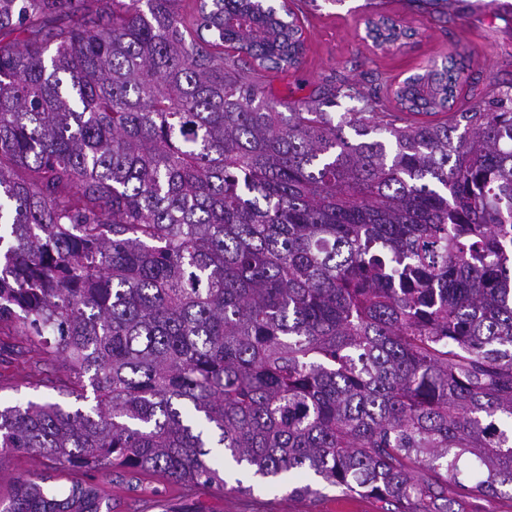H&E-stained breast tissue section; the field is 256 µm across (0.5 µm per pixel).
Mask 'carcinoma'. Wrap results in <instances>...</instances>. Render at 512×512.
Returning <instances> with one entry per match:
<instances>
[{
    "label": "carcinoma",
    "instance_id": "cac0c4a2",
    "mask_svg": "<svg viewBox=\"0 0 512 512\" xmlns=\"http://www.w3.org/2000/svg\"><path fill=\"white\" fill-rule=\"evenodd\" d=\"M288 4L0 0V323L94 405L0 408V512H112L97 475L314 474L384 512L512 497V86L267 102ZM376 43L403 36L367 23ZM343 96L362 111L338 117ZM418 122L410 114H438ZM356 139L347 137L345 129Z\"/></svg>",
    "mask_w": 512,
    "mask_h": 512
}]
</instances>
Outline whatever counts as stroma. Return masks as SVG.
Here are the masks:
<instances>
[{"label": "stroma", "mask_w": 512, "mask_h": 512, "mask_svg": "<svg viewBox=\"0 0 512 512\" xmlns=\"http://www.w3.org/2000/svg\"><path fill=\"white\" fill-rule=\"evenodd\" d=\"M367 0H301L305 52L298 69L268 72L261 79L266 95L297 100L322 91L331 80H345L376 94L386 111L397 104L392 91L398 82L428 61L458 52L464 57V80L454 110L480 98L491 85L512 84V11L507 0H377L379 12L417 31L408 44L381 51L365 37ZM60 363L47 362L31 349L14 325L0 324V403L52 400L75 409V396L53 388V377H65ZM226 489L185 490L161 475L143 477L160 495L128 491L125 483L100 477L112 496L113 512H382L376 499L340 496L320 478L308 476L314 492L289 497L278 488L253 485L250 477L227 476ZM243 491H235V484Z\"/></svg>", "instance_id": "stroma-1"}]
</instances>
